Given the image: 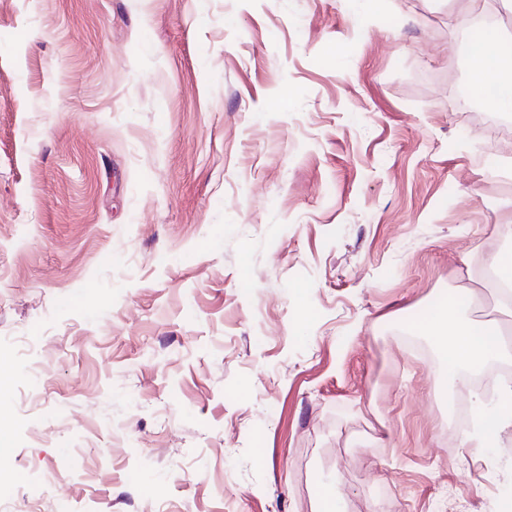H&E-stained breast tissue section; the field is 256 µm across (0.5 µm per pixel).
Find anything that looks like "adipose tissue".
Returning a JSON list of instances; mask_svg holds the SVG:
<instances>
[{
  "label": "adipose tissue",
  "mask_w": 512,
  "mask_h": 512,
  "mask_svg": "<svg viewBox=\"0 0 512 512\" xmlns=\"http://www.w3.org/2000/svg\"><path fill=\"white\" fill-rule=\"evenodd\" d=\"M457 51L471 70L479 100L497 112L511 113L512 34L500 25L489 24L458 46ZM478 294L475 288L454 289L420 323L424 332L437 338L449 375L477 367L489 357L512 353V348L502 342L501 329L495 320L477 325L456 320V313L470 307ZM499 404V410L492 414L483 403H476L474 426L463 434L462 448L476 456L488 453L490 442L484 431L487 417H494L498 431L512 430V383L502 387Z\"/></svg>",
  "instance_id": "1"
}]
</instances>
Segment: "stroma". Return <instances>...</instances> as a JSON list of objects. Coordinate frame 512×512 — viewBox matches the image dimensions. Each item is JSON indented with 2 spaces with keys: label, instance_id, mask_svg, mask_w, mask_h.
Segmentation results:
<instances>
[{
  "label": "stroma",
  "instance_id": "stroma-1",
  "mask_svg": "<svg viewBox=\"0 0 512 512\" xmlns=\"http://www.w3.org/2000/svg\"><path fill=\"white\" fill-rule=\"evenodd\" d=\"M488 0H0V512H500L416 321L512 249ZM467 62L479 100L496 112H512V36L500 25L482 27L455 47Z\"/></svg>",
  "mask_w": 512,
  "mask_h": 512
}]
</instances>
